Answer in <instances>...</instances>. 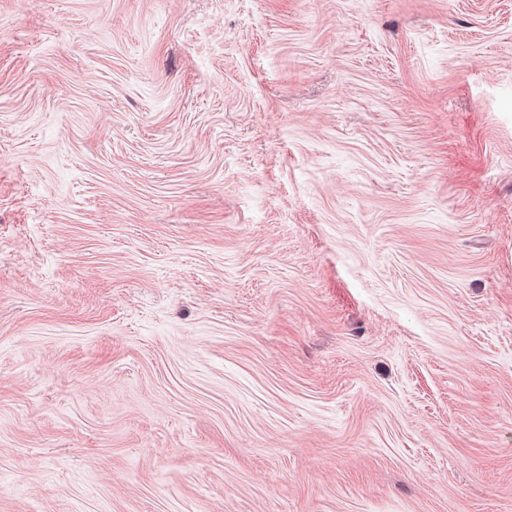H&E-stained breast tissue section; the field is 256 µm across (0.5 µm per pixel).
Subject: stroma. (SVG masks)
I'll list each match as a JSON object with an SVG mask.
<instances>
[{
	"label": "stroma",
	"instance_id": "obj_1",
	"mask_svg": "<svg viewBox=\"0 0 512 512\" xmlns=\"http://www.w3.org/2000/svg\"><path fill=\"white\" fill-rule=\"evenodd\" d=\"M0 512H512V0H0Z\"/></svg>",
	"mask_w": 512,
	"mask_h": 512
}]
</instances>
